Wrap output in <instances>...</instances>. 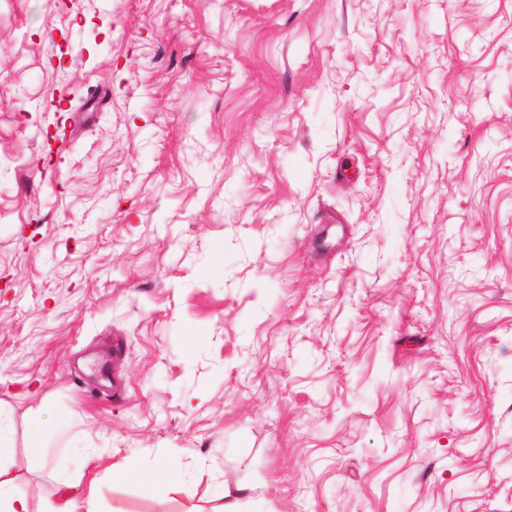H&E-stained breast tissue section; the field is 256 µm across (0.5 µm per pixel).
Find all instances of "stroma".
Wrapping results in <instances>:
<instances>
[{
	"label": "stroma",
	"instance_id": "obj_1",
	"mask_svg": "<svg viewBox=\"0 0 512 512\" xmlns=\"http://www.w3.org/2000/svg\"><path fill=\"white\" fill-rule=\"evenodd\" d=\"M0 423L31 512H512V0H0ZM115 476L119 480L145 485L157 494L165 493L179 480L178 473L172 466H161L151 472H143L131 466L116 472ZM61 510L57 512H99L95 496L90 491L87 495L66 493Z\"/></svg>",
	"mask_w": 512,
	"mask_h": 512
}]
</instances>
